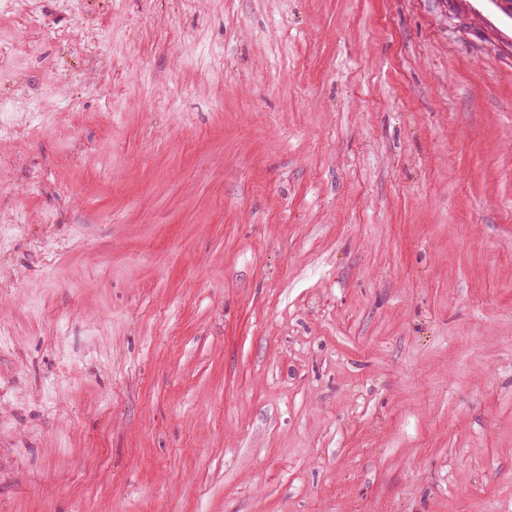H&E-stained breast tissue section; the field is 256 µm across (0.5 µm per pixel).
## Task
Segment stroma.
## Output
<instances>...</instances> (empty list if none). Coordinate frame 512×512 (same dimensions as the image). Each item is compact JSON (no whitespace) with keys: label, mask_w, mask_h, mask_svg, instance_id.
<instances>
[{"label":"stroma","mask_w":512,"mask_h":512,"mask_svg":"<svg viewBox=\"0 0 512 512\" xmlns=\"http://www.w3.org/2000/svg\"><path fill=\"white\" fill-rule=\"evenodd\" d=\"M0 512H512L497 0H0Z\"/></svg>","instance_id":"35a3bbf8"}]
</instances>
